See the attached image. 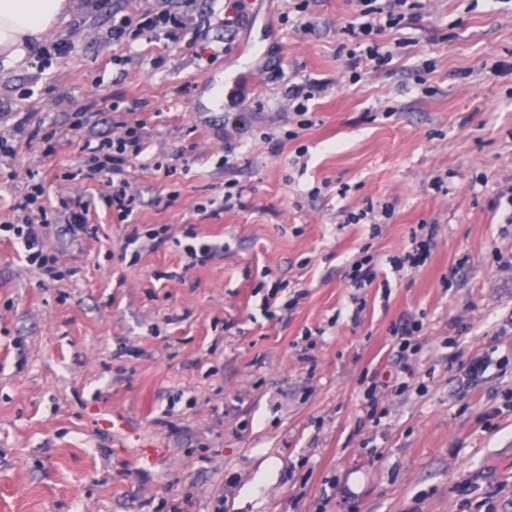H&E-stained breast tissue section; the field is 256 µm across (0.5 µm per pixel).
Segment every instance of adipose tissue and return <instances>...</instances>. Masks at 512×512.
<instances>
[{
  "mask_svg": "<svg viewBox=\"0 0 512 512\" xmlns=\"http://www.w3.org/2000/svg\"><path fill=\"white\" fill-rule=\"evenodd\" d=\"M75 0H0V53L22 62Z\"/></svg>",
  "mask_w": 512,
  "mask_h": 512,
  "instance_id": "1",
  "label": "adipose tissue"
}]
</instances>
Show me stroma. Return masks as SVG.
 Segmentation results:
<instances>
[{
  "instance_id": "35a3bbf8",
  "label": "stroma",
  "mask_w": 512,
  "mask_h": 512,
  "mask_svg": "<svg viewBox=\"0 0 512 512\" xmlns=\"http://www.w3.org/2000/svg\"><path fill=\"white\" fill-rule=\"evenodd\" d=\"M232 3L162 0L199 29L167 49L101 40L147 0L84 6L43 38L66 57L0 64V110L59 129L48 155L15 141L0 201L31 169L98 201L82 148L119 130L72 124L101 90L149 131L129 220L98 201L97 237L45 239L58 280L0 240V512H512V0H420L356 82L350 0H247L228 30ZM314 80L303 128L288 89ZM135 228L166 241L127 256Z\"/></svg>"
}]
</instances>
